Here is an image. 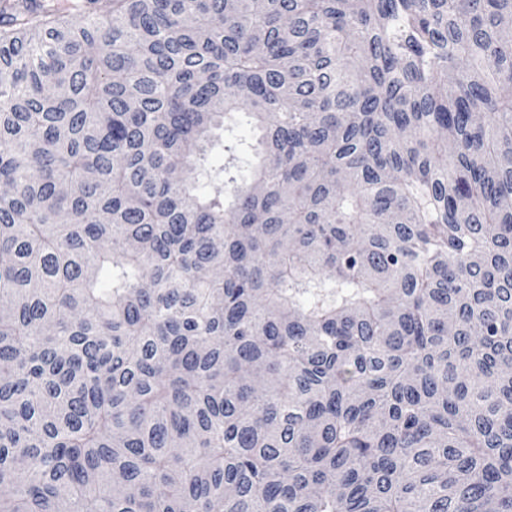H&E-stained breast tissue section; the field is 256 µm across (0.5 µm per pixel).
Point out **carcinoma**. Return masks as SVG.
I'll return each instance as SVG.
<instances>
[{"label": "carcinoma", "mask_w": 512, "mask_h": 512, "mask_svg": "<svg viewBox=\"0 0 512 512\" xmlns=\"http://www.w3.org/2000/svg\"><path fill=\"white\" fill-rule=\"evenodd\" d=\"M96 4L0 0V512H512V0Z\"/></svg>", "instance_id": "1"}]
</instances>
